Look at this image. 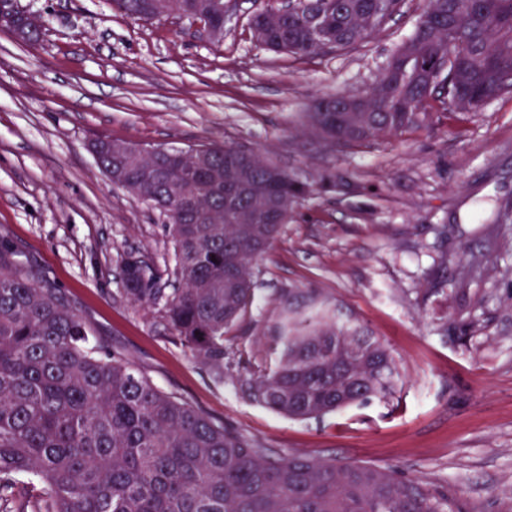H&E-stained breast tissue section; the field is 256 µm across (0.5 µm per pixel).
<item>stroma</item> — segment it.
<instances>
[{"label": "stroma", "instance_id": "1", "mask_svg": "<svg viewBox=\"0 0 512 512\" xmlns=\"http://www.w3.org/2000/svg\"><path fill=\"white\" fill-rule=\"evenodd\" d=\"M266 3L240 0L214 41L174 18L130 20L112 0H9L40 34L27 43L0 26V230L101 342L225 429L282 456L385 469L455 512H512V93L471 113L432 97L421 126L329 147L304 113L373 84L426 0H402L364 46L313 58L256 40L250 18ZM103 137L246 146L310 185L255 264L223 376L122 295L127 254L162 268L173 251L158 213L99 167ZM292 288L391 348L402 383L389 400L292 420L249 397V374L278 358Z\"/></svg>", "mask_w": 512, "mask_h": 512}]
</instances>
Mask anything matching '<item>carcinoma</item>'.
I'll return each instance as SVG.
<instances>
[{"label":"carcinoma","mask_w":512,"mask_h":512,"mask_svg":"<svg viewBox=\"0 0 512 512\" xmlns=\"http://www.w3.org/2000/svg\"><path fill=\"white\" fill-rule=\"evenodd\" d=\"M373 0H307L336 35V49L366 41L388 21ZM149 22L146 0H113ZM200 0H173L191 21ZM403 44L425 71L453 44L451 81L465 90L454 112H475L512 91V0H427ZM273 51L321 54L299 15L254 18ZM436 94L409 68L375 87L377 112L304 113L306 129L344 147L420 125ZM198 207L182 193L189 161L162 156L122 161L99 154L117 184L145 197L166 219L174 265L122 260L124 294L156 314L194 358L224 373V331L247 313L254 264L280 234L286 210L309 186L276 163L243 160L234 145H200ZM178 284L172 293L163 279ZM67 294L0 236V512H451L448 499L391 473L354 462L282 457L224 429L204 412L158 389L101 343ZM275 368L249 383L257 402L306 420L390 398L401 375L391 351L359 321L313 293L288 291L274 326ZM26 479L34 494L19 498Z\"/></svg>","instance_id":"obj_1"}]
</instances>
